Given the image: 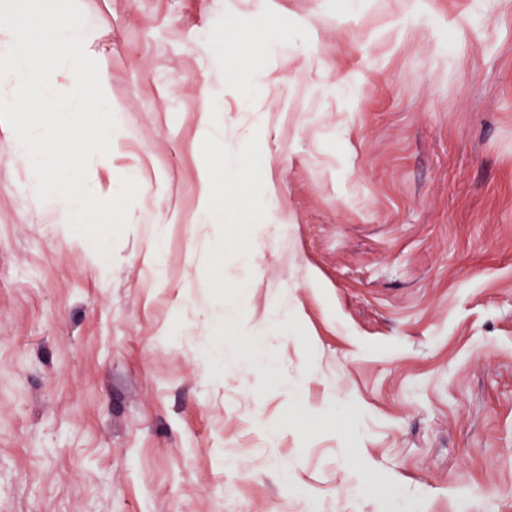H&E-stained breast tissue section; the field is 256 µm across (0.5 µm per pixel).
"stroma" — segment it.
Listing matches in <instances>:
<instances>
[{"label":"stroma","instance_id":"obj_1","mask_svg":"<svg viewBox=\"0 0 512 512\" xmlns=\"http://www.w3.org/2000/svg\"><path fill=\"white\" fill-rule=\"evenodd\" d=\"M79 5L140 188L98 268L0 123V512H512V0ZM232 171L229 180L219 189L215 183L216 177L214 170L208 167L200 175L201 194L200 208L204 221L201 223L222 224L224 223V214L234 215L240 204L246 187L254 180L260 179L262 175L261 168L243 169L236 165H228ZM220 191L223 195L222 204L217 207L214 204V196Z\"/></svg>","mask_w":512,"mask_h":512}]
</instances>
